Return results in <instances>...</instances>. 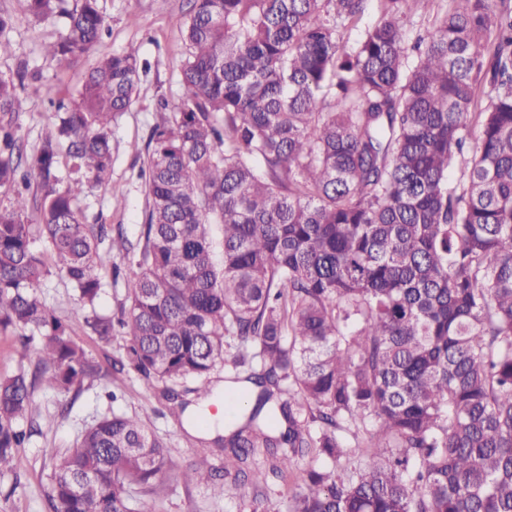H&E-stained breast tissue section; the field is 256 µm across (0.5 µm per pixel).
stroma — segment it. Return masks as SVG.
<instances>
[{
  "label": "stroma",
  "instance_id": "obj_1",
  "mask_svg": "<svg viewBox=\"0 0 512 512\" xmlns=\"http://www.w3.org/2000/svg\"><path fill=\"white\" fill-rule=\"evenodd\" d=\"M98 5L107 19V27L92 56L60 65L46 56L44 47L63 31L64 17L57 15L39 21L26 12L23 0H0V14L13 20L6 34L13 51L0 57V73L13 72L24 61L40 75L39 80L27 81L20 93V145L30 154L54 134L57 104L70 107L78 102L92 57L136 52L147 70L140 76L131 106L111 127V178L103 186L88 185L75 201L86 223L105 225L111 236L124 233L135 244L148 209L141 171L147 165L151 130L161 120L162 101L185 92L181 66L186 45L175 20L186 14L190 0H98ZM46 83L54 85L55 101H48L43 95L41 87ZM113 263L114 270L103 274L95 310L117 320L127 305V292L136 268L120 256ZM39 296L56 317L69 324L75 341L94 358L103 374L86 381L77 392L58 393L36 387L40 431L19 449L13 472L0 477V512H48L43 489L52 456L71 448L84 428L112 412L140 417L150 431L163 439L169 455L180 467L203 462L224 465V453L212 443L215 431L178 421L171 413L172 403L165 397L164 384H147L130 367L113 371V362L125 355L128 336L119 327L107 341L93 335L83 318L75 313L76 291L64 274L50 270L42 281ZM316 463L313 456L301 457L284 477L270 479L267 486L260 488L226 476V491L220 498L213 497L206 485H188L178 477L165 479L155 493H144L135 486L130 494L154 512H245L249 502L256 498L264 502L269 512H286V498L299 488L303 469Z\"/></svg>",
  "mask_w": 512,
  "mask_h": 512
}]
</instances>
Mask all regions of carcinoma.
I'll return each mask as SVG.
<instances>
[{
	"instance_id": "obj_1",
	"label": "carcinoma",
	"mask_w": 512,
	"mask_h": 512,
	"mask_svg": "<svg viewBox=\"0 0 512 512\" xmlns=\"http://www.w3.org/2000/svg\"><path fill=\"white\" fill-rule=\"evenodd\" d=\"M376 19L363 23L371 2ZM68 19L46 47L58 62L90 54L106 19L98 0H24ZM425 0H192L176 20L188 48L185 96L164 100L151 131L149 207L140 246L75 206L112 170L110 127L140 81L136 52L103 56L55 134L18 153L25 71L0 75V185L24 164L51 256L94 306L115 254L138 273L120 321L128 363L176 400L197 399L227 338L258 348L216 443L259 487L305 450L287 512H512V10L448 0L407 46L403 19ZM355 29L357 38L345 40ZM490 78L480 146L448 185L477 85ZM66 153L69 180L56 175ZM29 198L0 205V332L38 344L33 373L0 378V475L31 436L36 385L80 389L101 372L37 295L49 269L24 220ZM102 340L112 320L84 316ZM320 424L313 433L309 426ZM350 432L359 452L341 433ZM177 464L135 416L105 415L58 455L49 512H136ZM229 468L186 480L222 496Z\"/></svg>"
}]
</instances>
